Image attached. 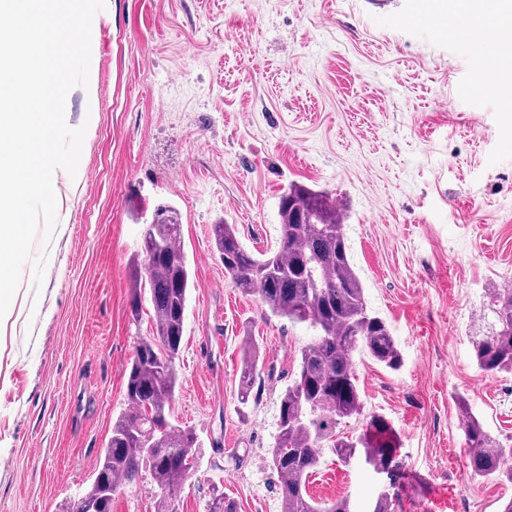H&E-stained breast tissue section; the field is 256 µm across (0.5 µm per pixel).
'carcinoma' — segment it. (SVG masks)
<instances>
[{
    "mask_svg": "<svg viewBox=\"0 0 512 512\" xmlns=\"http://www.w3.org/2000/svg\"><path fill=\"white\" fill-rule=\"evenodd\" d=\"M279 247L258 255L243 245L234 224L211 228L224 275L245 295L256 294L265 311L292 323H307L314 340L300 351L298 371L279 397L278 432L269 452L277 475L280 512H352L346 497L315 502L306 491L309 475L329 450L344 466L370 459L386 477L369 512H394L396 472L391 428L373 417L356 439L341 425L363 415L364 401L354 371L357 355H366L393 371L403 365L386 321L366 303L344 231L345 214L336 198L302 184H290L279 199ZM181 241L179 214L170 205L155 209L142 231L144 277L132 288V314L141 295L152 308L153 335L141 338L126 369L125 409L112 432L98 469L119 492L143 477L160 491L158 512H175L174 502L193 470L196 434L173 425L170 406L178 380L175 359L184 333L192 281ZM485 309L489 331L473 345L479 371L512 373V289L491 288ZM260 353L251 340L243 346L240 403L253 398ZM473 480L512 483V445L492 437L456 395ZM208 512H238L236 502L217 492Z\"/></svg>",
    "mask_w": 512,
    "mask_h": 512,
    "instance_id": "cac0c4a2",
    "label": "carcinoma"
}]
</instances>
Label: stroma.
Returning <instances> with one entry per match:
<instances>
[{"instance_id":"1","label":"stroma","mask_w":512,"mask_h":512,"mask_svg":"<svg viewBox=\"0 0 512 512\" xmlns=\"http://www.w3.org/2000/svg\"><path fill=\"white\" fill-rule=\"evenodd\" d=\"M94 66L72 91L85 127L82 177L54 175L58 225L41 295L23 271L0 328V512H65L90 485L125 371L152 334L131 312L140 234L176 208L194 286L176 360L175 425L198 466L175 512H207L213 488L238 512H279L268 450L281 391L314 337L267 316L224 276L211 227L250 249L278 246V201L299 183L347 208L346 234L371 310L404 365L355 358L368 413L392 428L402 469L395 512H500L512 484L468 479L455 394L512 441V374H481L485 290L512 281V93L490 37L441 22L433 0H108ZM262 364L238 400L242 340ZM307 493L367 512L362 462L324 453Z\"/></svg>"}]
</instances>
